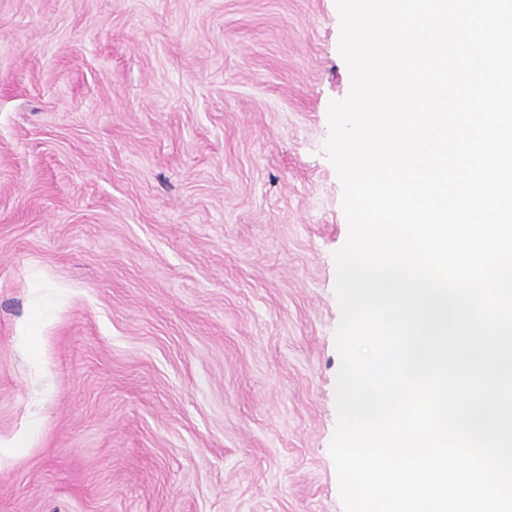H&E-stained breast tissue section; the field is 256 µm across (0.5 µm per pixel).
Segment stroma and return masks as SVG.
Wrapping results in <instances>:
<instances>
[{
	"label": "stroma",
	"mask_w": 512,
	"mask_h": 512,
	"mask_svg": "<svg viewBox=\"0 0 512 512\" xmlns=\"http://www.w3.org/2000/svg\"><path fill=\"white\" fill-rule=\"evenodd\" d=\"M335 0H0V512H344Z\"/></svg>",
	"instance_id": "1"
}]
</instances>
